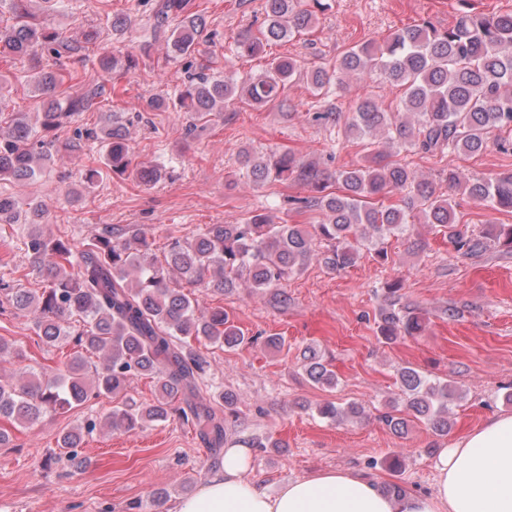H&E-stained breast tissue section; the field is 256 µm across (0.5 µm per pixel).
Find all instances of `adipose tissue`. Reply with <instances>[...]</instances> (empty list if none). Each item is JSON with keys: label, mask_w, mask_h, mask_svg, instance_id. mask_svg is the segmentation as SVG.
Here are the masks:
<instances>
[{"label": "adipose tissue", "mask_w": 512, "mask_h": 512, "mask_svg": "<svg viewBox=\"0 0 512 512\" xmlns=\"http://www.w3.org/2000/svg\"><path fill=\"white\" fill-rule=\"evenodd\" d=\"M251 449L233 445L171 512H512V415L499 414L443 448L427 495H391L368 477L329 470L276 491L248 479Z\"/></svg>", "instance_id": "1"}]
</instances>
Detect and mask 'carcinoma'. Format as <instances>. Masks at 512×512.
Wrapping results in <instances>:
<instances>
[{"label": "carcinoma", "instance_id": "obj_1", "mask_svg": "<svg viewBox=\"0 0 512 512\" xmlns=\"http://www.w3.org/2000/svg\"><path fill=\"white\" fill-rule=\"evenodd\" d=\"M30 0H0L12 24L0 27V52L34 61L32 82L43 109L41 128L31 125L23 112L4 117L0 112V181L18 187L34 185L42 163L56 152H75L80 140L100 145V160L82 174L90 192L112 173L134 168L144 185L166 174L162 165L132 166L130 127L147 122L148 112L175 105L190 113L186 135L198 122L210 121L224 104L246 99L261 108L278 99L298 69L297 61L277 57L257 75L221 76L207 66L193 68L205 28L203 11L194 0H156L151 35L172 29L167 57L188 60V80L170 102L162 97L145 100L139 112H109L99 125L81 124L73 135L61 134L93 107V98H62V73L45 69L43 54H75L59 31L39 21L28 9ZM455 22L437 28L424 21L392 33L383 44L348 49L336 68L340 75L367 77L403 90L401 107L382 109L371 97L359 101L345 131L359 138L386 135L398 151L424 154L457 153L472 156L495 148L512 154V10L477 13L469 0ZM321 0H264L265 20L259 34L238 35L232 53L253 58L269 45L310 32L316 24ZM240 174L257 185L297 179L312 195L287 199L292 209L316 207L324 219L314 233L297 224H276L265 213H256L240 224H210L195 237L172 239L162 255L154 242L139 230L104 224L96 234L75 245L65 238L43 234L36 224L43 218L37 198L29 193L20 200L0 191V224H26L24 240L28 264L14 272L41 279L37 289L16 288L0 280V312L9 308L33 317L37 335L47 345L70 338L75 345L102 359L91 367L76 355L52 375L42 379L30 371L26 378L0 376V420L30 427L48 410L84 404L89 397H117L136 375H150L157 395L150 403L123 401L112 407L107 420L114 430H134L167 419L172 403L196 390L204 364L190 349V342L207 341L234 350L244 334L229 324L224 310L214 307L197 313V300L187 288L231 292L242 284L254 289L277 288L316 259L331 270L351 266L362 248L381 262L388 260L386 241L407 231L409 218L418 212L427 224L448 229V245L462 257L477 256L498 243L512 250V225L488 228L479 234L460 226L456 207L436 195L432 184L416 176L409 165L377 151L369 164L336 172L329 178L311 163L289 152L255 157L244 148L237 154ZM467 196L495 208L512 209V172L467 182ZM402 194L401 204L384 206L378 197ZM401 284H386L387 303L378 314V333L386 341L414 336L424 329V319L414 309L396 308ZM25 352L0 338V362L21 363ZM304 370L314 384L333 389L336 373L322 362L312 347L303 352ZM404 406L439 435L452 424L448 401L456 388L432 381L412 366L398 370ZM182 415L191 418L202 440L216 451L226 432L211 407L199 399L187 403ZM318 415L341 422L363 416L356 404L345 407L327 402ZM394 433L407 429V420L392 409L380 416Z\"/></svg>", "mask_w": 512, "mask_h": 512}]
</instances>
